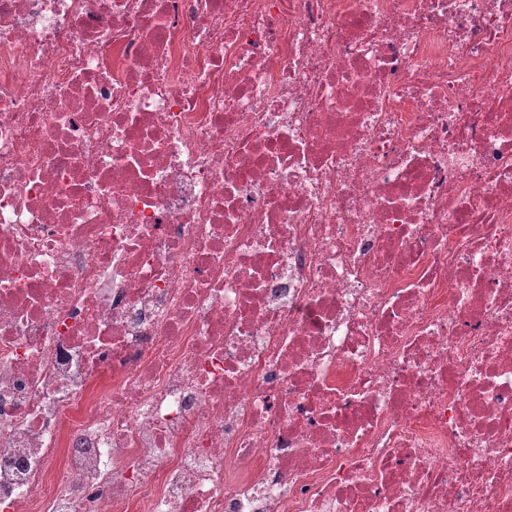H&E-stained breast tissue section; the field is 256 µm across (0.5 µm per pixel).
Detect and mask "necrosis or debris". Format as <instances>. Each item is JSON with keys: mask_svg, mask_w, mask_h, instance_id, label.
<instances>
[{"mask_svg": "<svg viewBox=\"0 0 512 512\" xmlns=\"http://www.w3.org/2000/svg\"><path fill=\"white\" fill-rule=\"evenodd\" d=\"M0 512H512V0H0Z\"/></svg>", "mask_w": 512, "mask_h": 512, "instance_id": "obj_1", "label": "necrosis or debris"}]
</instances>
